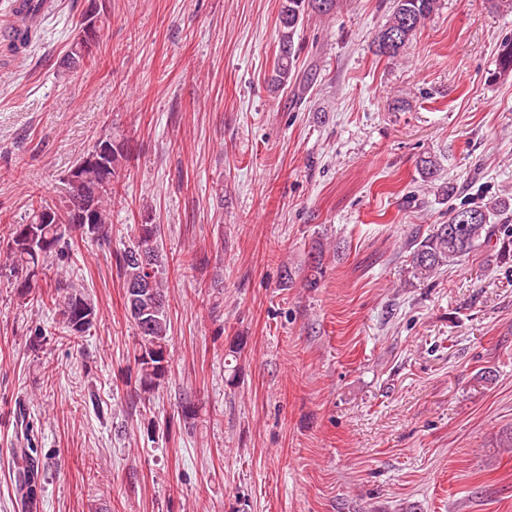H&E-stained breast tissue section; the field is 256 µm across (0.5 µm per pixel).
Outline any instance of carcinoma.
I'll return each mask as SVG.
<instances>
[{
	"label": "carcinoma",
	"instance_id": "obj_1",
	"mask_svg": "<svg viewBox=\"0 0 512 512\" xmlns=\"http://www.w3.org/2000/svg\"><path fill=\"white\" fill-rule=\"evenodd\" d=\"M441 6V0H393L391 14L374 38L375 54L395 58L406 44L420 31L427 20ZM336 7V0H282L278 16L281 32L279 53L274 66L273 82L288 85L295 68L296 50L294 35L304 17L315 13L328 15ZM33 38L31 30L23 25L6 23L5 47L17 53ZM100 40L88 46L73 39L70 50L62 62L71 72L88 61L94 60V49ZM512 75V37L503 39L497 48L496 69L492 77ZM110 144L105 165H86L82 156L72 168L78 184L65 182V194L57 205H48L38 199L31 203L30 220L11 228L3 255L4 266L12 277L18 298L36 303L60 316L67 336L79 340L93 327L98 310L93 301L79 287L61 279L48 289H43L42 275L51 258L61 259L76 237L106 240L110 237L112 199L120 193L119 173L130 158L128 143L110 134L103 138ZM439 170L437 157L428 155L419 160L418 173L422 181L433 182ZM507 210L502 200L484 205L453 209L445 224H438L427 235L418 232L410 235L403 249L407 253L411 270L415 274L430 275L436 270L455 265L485 247L496 245L503 260H512V229L502 230V225L491 222ZM158 225L149 222L137 225L134 241L116 253V268L123 281L124 306L140 337L139 348L134 353L138 373L139 392L151 395L159 390L170 372L168 353L169 299L167 295L165 266L158 250ZM152 258L150 269L140 262L142 254ZM325 249L315 246L309 251L304 266L281 267L280 280L285 288L301 281L306 288L319 286L324 273ZM199 405L184 399L180 405L179 423L187 426L196 419ZM19 489L28 502L38 497L36 492L37 469L35 460L26 450L14 453Z\"/></svg>",
	"mask_w": 512,
	"mask_h": 512
}]
</instances>
